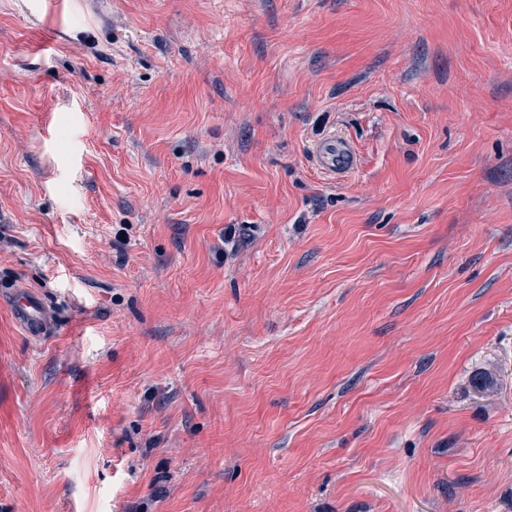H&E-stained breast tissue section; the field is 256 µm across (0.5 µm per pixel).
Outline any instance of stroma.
I'll use <instances>...</instances> for the list:
<instances>
[{
  "label": "stroma",
  "mask_w": 512,
  "mask_h": 512,
  "mask_svg": "<svg viewBox=\"0 0 512 512\" xmlns=\"http://www.w3.org/2000/svg\"><path fill=\"white\" fill-rule=\"evenodd\" d=\"M49 2L0 0V289L56 316L0 300V512H512V0ZM315 162L321 172L340 176L354 169L357 156L349 140L332 135L317 144ZM3 299L8 303L14 321L25 336L43 338L55 325V318L42 293L18 281Z\"/></svg>",
  "instance_id": "obj_1"
}]
</instances>
